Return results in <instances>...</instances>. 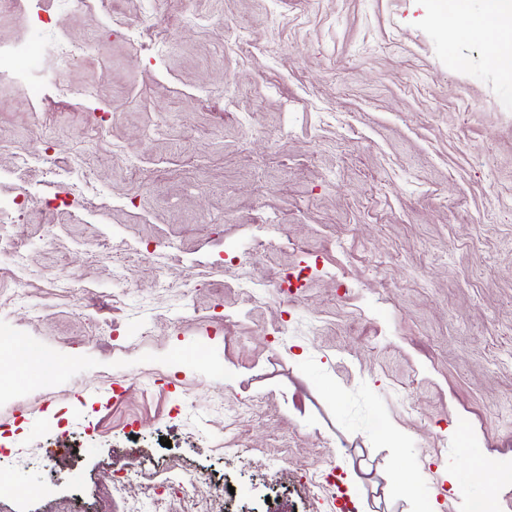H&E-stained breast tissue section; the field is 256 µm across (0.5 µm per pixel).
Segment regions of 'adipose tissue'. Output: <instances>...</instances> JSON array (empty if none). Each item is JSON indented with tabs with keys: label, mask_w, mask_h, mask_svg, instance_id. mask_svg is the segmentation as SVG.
<instances>
[{
	"label": "adipose tissue",
	"mask_w": 512,
	"mask_h": 512,
	"mask_svg": "<svg viewBox=\"0 0 512 512\" xmlns=\"http://www.w3.org/2000/svg\"><path fill=\"white\" fill-rule=\"evenodd\" d=\"M448 21L455 36L480 37L499 45L495 66L503 76L512 78V0H486L477 15L471 13L466 0H456ZM38 356L33 342L0 340V360L8 363L5 376L9 381L33 377Z\"/></svg>",
	"instance_id": "ef3b65f1"
}]
</instances>
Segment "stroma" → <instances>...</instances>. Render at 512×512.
<instances>
[{
	"label": "stroma",
	"mask_w": 512,
	"mask_h": 512,
	"mask_svg": "<svg viewBox=\"0 0 512 512\" xmlns=\"http://www.w3.org/2000/svg\"><path fill=\"white\" fill-rule=\"evenodd\" d=\"M54 10L0 11L1 44L41 51L33 83L0 80V196L31 199L12 227L28 278L0 268V294L27 301L0 310V336L70 365L0 385V512H116L113 482L149 501L156 462L200 477L173 512L219 494L224 512H466L484 493L512 512V81L495 46L451 37L436 0H99L57 26ZM142 22L162 52L126 37ZM57 37L82 47L64 102L43 89ZM41 147L81 153L73 206L49 203L44 167L11 177ZM268 219L250 264L219 261ZM287 270L304 274L287 299L238 286ZM473 448L487 473L460 496Z\"/></svg>",
	"instance_id": "stroma-1"
}]
</instances>
